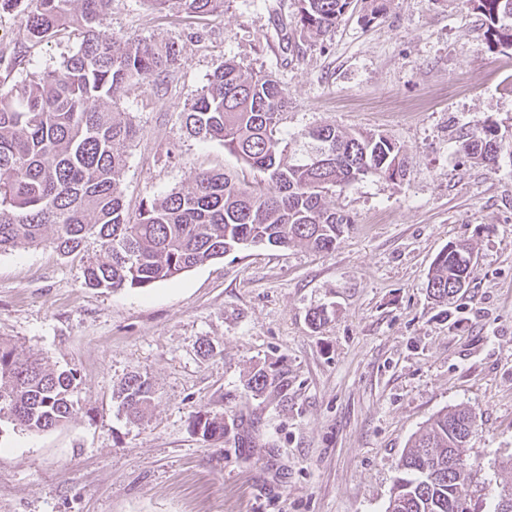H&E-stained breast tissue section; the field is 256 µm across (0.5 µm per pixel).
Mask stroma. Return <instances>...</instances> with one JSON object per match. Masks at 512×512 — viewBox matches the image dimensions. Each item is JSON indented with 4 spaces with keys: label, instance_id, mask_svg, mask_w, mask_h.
Here are the masks:
<instances>
[{
    "label": "stroma",
    "instance_id": "1",
    "mask_svg": "<svg viewBox=\"0 0 512 512\" xmlns=\"http://www.w3.org/2000/svg\"><path fill=\"white\" fill-rule=\"evenodd\" d=\"M379 2L375 19L357 8L312 46L292 23L297 0H224L202 19L114 0L107 34L181 52L174 80L120 96L140 129L122 181L130 211L195 171L242 172L182 127L228 58L288 87V134L380 131L409 173L331 189L352 225L329 251L243 248L146 288H88L81 260L48 247L1 253L0 338L80 385L63 426L0 423V512H384L409 440L455 405L474 415L471 512L512 480L497 466L512 456V156L474 165L455 140L491 122L512 141V50L488 49L463 0ZM81 40L72 28L23 49L13 78L58 67ZM451 243L470 245L474 273L438 303L428 273ZM269 364L287 368L285 396L248 395ZM135 373L154 391L137 424L114 398ZM209 414L223 415L224 440L194 432Z\"/></svg>",
    "mask_w": 512,
    "mask_h": 512
}]
</instances>
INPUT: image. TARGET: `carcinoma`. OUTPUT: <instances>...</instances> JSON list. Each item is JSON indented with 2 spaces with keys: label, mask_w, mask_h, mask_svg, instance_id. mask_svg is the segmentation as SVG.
Here are the masks:
<instances>
[{
  "label": "carcinoma",
  "mask_w": 512,
  "mask_h": 512,
  "mask_svg": "<svg viewBox=\"0 0 512 512\" xmlns=\"http://www.w3.org/2000/svg\"><path fill=\"white\" fill-rule=\"evenodd\" d=\"M114 0H0L1 14H16L19 44L80 29L78 50L53 70L0 81V253L50 247L62 256L89 250L84 284L112 291L170 281L193 267L248 246L331 249L350 224L326 200L333 188L369 175L399 181L407 171L401 147L375 131L322 124L293 137L282 124L288 89L272 74L217 67L202 93L183 112L185 132L218 141L253 173L246 181L227 172L199 170L130 215L122 178L139 128L117 107L132 83L176 77L180 50L167 41H129L100 27ZM354 0H298L295 26L305 38L333 32ZM485 18L487 44L512 49V0H466ZM152 12L190 18L224 10V0H143ZM506 149L492 123L466 129L458 152L493 165ZM473 265L467 247L438 253L427 288L446 301L466 285ZM288 386L286 372L261 367L245 389L258 397ZM77 375L49 358L26 355L0 340V419L31 433L50 431L76 412ZM150 381L132 374L118 392L119 409L141 421L153 402ZM474 420L463 407L438 414L409 441L385 512H470L472 472L463 456ZM194 429L208 440L227 434L224 417L199 416Z\"/></svg>",
  "instance_id": "carcinoma-1"
}]
</instances>
